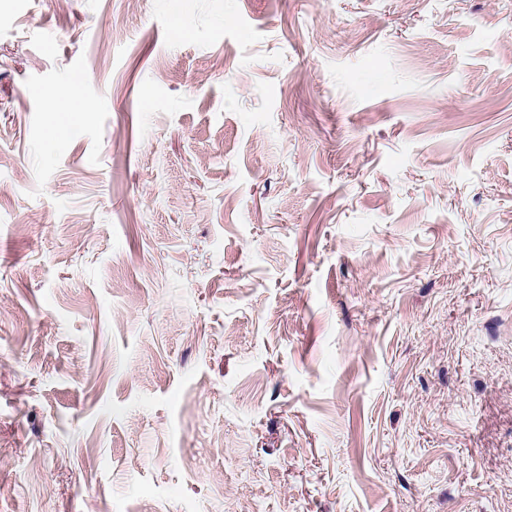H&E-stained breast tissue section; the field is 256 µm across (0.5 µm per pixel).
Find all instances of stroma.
Wrapping results in <instances>:
<instances>
[{
    "mask_svg": "<svg viewBox=\"0 0 512 512\" xmlns=\"http://www.w3.org/2000/svg\"><path fill=\"white\" fill-rule=\"evenodd\" d=\"M0 512H512V0H0ZM58 98L64 101L67 105L63 114H53L49 117V125L52 134L56 138H64L68 135L71 127L74 124L80 123L90 112H95V106L89 101L83 100L79 97L74 86H65L59 90Z\"/></svg>",
    "mask_w": 512,
    "mask_h": 512,
    "instance_id": "1",
    "label": "stroma"
}]
</instances>
